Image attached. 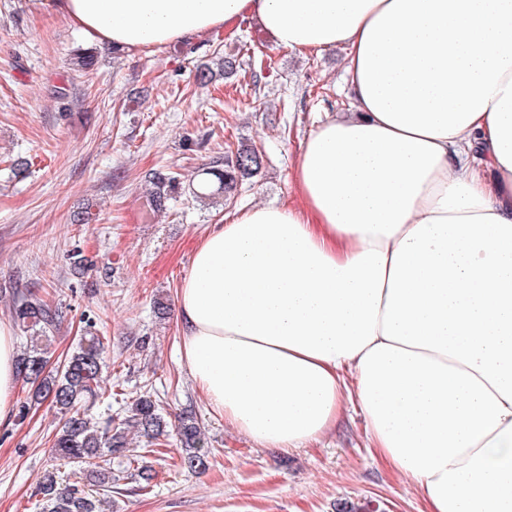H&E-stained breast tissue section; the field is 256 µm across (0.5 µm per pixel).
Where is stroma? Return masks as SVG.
Here are the masks:
<instances>
[{
	"instance_id": "stroma-1",
	"label": "stroma",
	"mask_w": 512,
	"mask_h": 512,
	"mask_svg": "<svg viewBox=\"0 0 512 512\" xmlns=\"http://www.w3.org/2000/svg\"><path fill=\"white\" fill-rule=\"evenodd\" d=\"M86 51L95 66L74 68L73 54ZM202 65L213 70L205 84ZM345 65L343 48L303 57L249 21L115 51L63 16L0 0V320L13 321L22 298L49 300L60 314L53 359L98 330L107 367L94 421L123 417L148 392L168 419L194 414L212 451L209 469L191 473L176 439L153 454L130 435L131 455L150 462L153 478L141 488L127 459H113L109 512H337L344 503L423 512L415 488L370 448L358 410L302 448H263L212 412L179 351L176 293L199 237L235 211L299 202L300 143L325 113L349 108ZM244 145L261 153L260 174L229 198L210 180L213 196L196 198L205 170ZM155 170L179 179L160 211L149 207ZM31 394L19 383L15 416L0 424V512H40L47 470L70 484L82 478L52 458L57 414Z\"/></svg>"
}]
</instances>
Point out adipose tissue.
<instances>
[{"label": "adipose tissue", "mask_w": 512, "mask_h": 512, "mask_svg": "<svg viewBox=\"0 0 512 512\" xmlns=\"http://www.w3.org/2000/svg\"><path fill=\"white\" fill-rule=\"evenodd\" d=\"M117 50L258 23L347 52L355 109L301 143L298 206L198 241L180 351L231 428L318 440L358 408L425 512H512V0H27ZM0 321V423L16 401Z\"/></svg>", "instance_id": "adipose-tissue-1"}]
</instances>
